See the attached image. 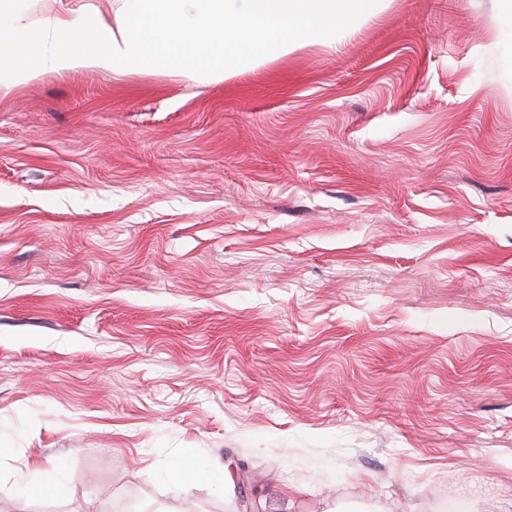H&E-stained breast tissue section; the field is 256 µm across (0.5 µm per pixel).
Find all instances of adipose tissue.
Returning <instances> with one entry per match:
<instances>
[{
	"instance_id": "ef3b65f1",
	"label": "adipose tissue",
	"mask_w": 512,
	"mask_h": 512,
	"mask_svg": "<svg viewBox=\"0 0 512 512\" xmlns=\"http://www.w3.org/2000/svg\"><path fill=\"white\" fill-rule=\"evenodd\" d=\"M85 13L57 14L10 26L0 19V49L43 73L94 67L135 72L195 64L189 80L244 56H284L319 39L335 44L349 19L373 16L379 0H106Z\"/></svg>"
}]
</instances>
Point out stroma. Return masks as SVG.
<instances>
[{
    "label": "stroma",
    "mask_w": 512,
    "mask_h": 512,
    "mask_svg": "<svg viewBox=\"0 0 512 512\" xmlns=\"http://www.w3.org/2000/svg\"><path fill=\"white\" fill-rule=\"evenodd\" d=\"M204 475L178 485L172 462ZM60 492L18 496L26 465ZM512 0L0 92L9 512H500Z\"/></svg>",
    "instance_id": "obj_1"
}]
</instances>
